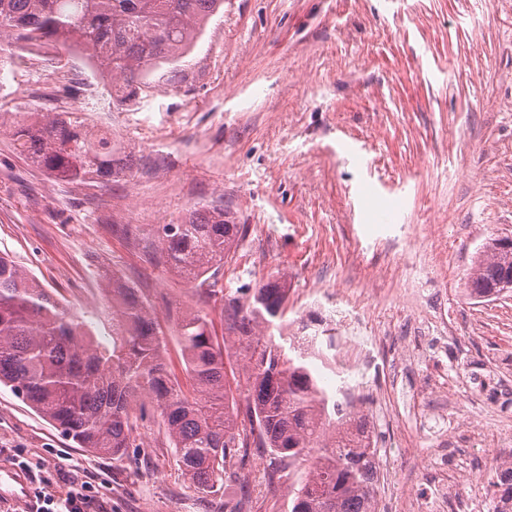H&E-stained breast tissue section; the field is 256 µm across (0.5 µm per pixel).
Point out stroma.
I'll list each match as a JSON object with an SVG mask.
<instances>
[{
    "instance_id": "1",
    "label": "stroma",
    "mask_w": 512,
    "mask_h": 512,
    "mask_svg": "<svg viewBox=\"0 0 512 512\" xmlns=\"http://www.w3.org/2000/svg\"><path fill=\"white\" fill-rule=\"evenodd\" d=\"M2 55L0 112L108 116L132 166L108 183L66 182L20 155L0 132V253L82 317L104 347L112 309L99 278L135 280L156 308L177 360L175 309L205 308L224 337L222 301L150 260L142 224H175L194 206L224 205L247 234L219 285L288 289V330L334 332L358 288L384 333L382 367L360 405L378 447V512L445 483L468 512H494V475L512 447V292L477 298L466 281L491 238L512 237V0H224L171 77L126 104L88 51L44 59L14 42ZM447 376L465 400L448 427L427 409ZM138 458L113 459L65 439L0 385V468L29 493L79 490L90 512H290L308 471L244 449L237 477L205 496L183 477L158 419L140 428Z\"/></svg>"
}]
</instances>
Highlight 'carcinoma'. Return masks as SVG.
I'll return each mask as SVG.
<instances>
[{"label":"carcinoma","mask_w":512,"mask_h":512,"mask_svg":"<svg viewBox=\"0 0 512 512\" xmlns=\"http://www.w3.org/2000/svg\"><path fill=\"white\" fill-rule=\"evenodd\" d=\"M223 0H0V36L27 47L73 40L99 61L121 105L166 65L178 63ZM19 153L51 176L109 182L127 169L112 135L78 112H0ZM247 232L222 205L187 211L178 224L143 230L153 259L224 301L225 330L243 351L246 412L238 421L229 397L224 345L202 309L177 314L182 368L190 389L171 371L160 320L148 298L112 278V348L100 346L80 316L33 275L0 255V384L62 435L92 452L123 457L144 448L139 427L160 418L184 477L212 494L236 476L240 449L255 445L290 462L310 457L304 479L290 492L291 512H376L378 461L362 445L365 418L341 407L319 386L306 356L272 339L252 337L261 325L283 333L287 290L266 282L252 294L218 287L224 259ZM512 279V253L487 241L476 253L467 291L501 292ZM495 512H512V468L498 475Z\"/></svg>","instance_id":"1"}]
</instances>
